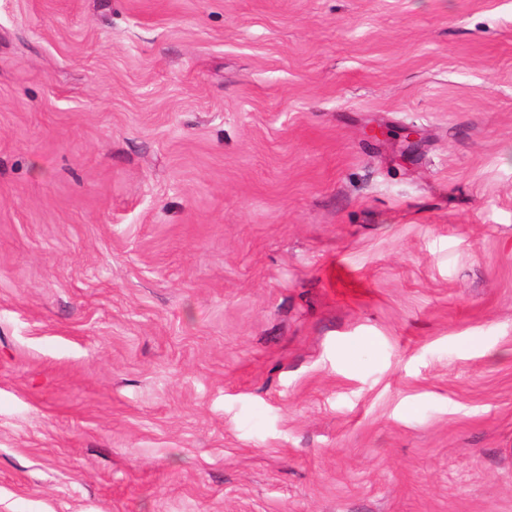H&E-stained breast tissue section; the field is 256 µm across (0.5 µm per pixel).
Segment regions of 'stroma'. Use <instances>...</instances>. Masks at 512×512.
<instances>
[{"label": "stroma", "instance_id": "35a3bbf8", "mask_svg": "<svg viewBox=\"0 0 512 512\" xmlns=\"http://www.w3.org/2000/svg\"><path fill=\"white\" fill-rule=\"evenodd\" d=\"M0 512H512V0H0Z\"/></svg>", "mask_w": 512, "mask_h": 512}]
</instances>
